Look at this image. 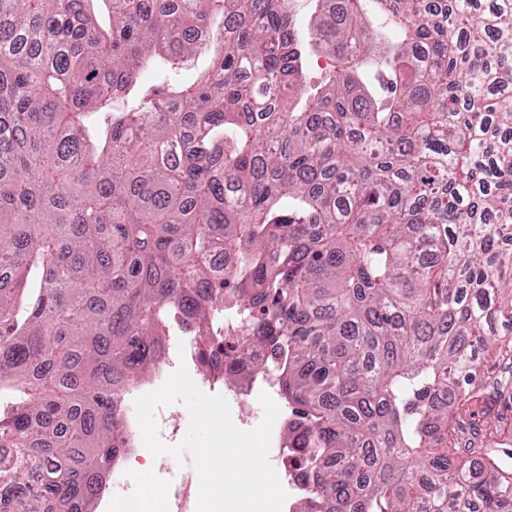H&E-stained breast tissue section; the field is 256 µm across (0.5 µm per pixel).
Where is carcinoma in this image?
I'll list each match as a JSON object with an SVG mask.
<instances>
[{"label":"carcinoma","instance_id":"obj_1","mask_svg":"<svg viewBox=\"0 0 512 512\" xmlns=\"http://www.w3.org/2000/svg\"><path fill=\"white\" fill-rule=\"evenodd\" d=\"M295 2L0 0L5 512H87L217 255L282 353L297 512H512L457 448L512 355V0H307V40ZM211 65V54L202 52L187 64V68L181 70L177 76L178 80L188 84L194 82L199 76L208 70Z\"/></svg>","mask_w":512,"mask_h":512}]
</instances>
